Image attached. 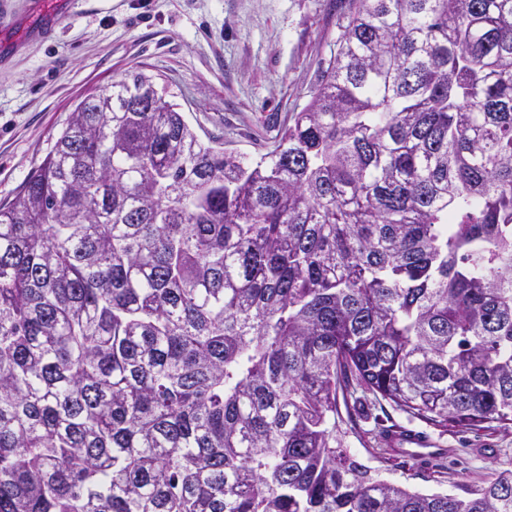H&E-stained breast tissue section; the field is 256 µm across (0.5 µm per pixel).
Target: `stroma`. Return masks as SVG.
Returning a JSON list of instances; mask_svg holds the SVG:
<instances>
[{"mask_svg": "<svg viewBox=\"0 0 512 512\" xmlns=\"http://www.w3.org/2000/svg\"><path fill=\"white\" fill-rule=\"evenodd\" d=\"M31 0H0V201L53 148L79 100L133 72L152 76L202 139L256 161L310 101L349 0H45L62 17L32 39ZM337 429L358 463L412 490L457 492L512 470V427L435 426L372 395L340 405ZM423 430L443 448L418 461L387 431Z\"/></svg>", "mask_w": 512, "mask_h": 512, "instance_id": "1", "label": "stroma"}]
</instances>
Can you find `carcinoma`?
<instances>
[{"label": "carcinoma", "instance_id": "obj_1", "mask_svg": "<svg viewBox=\"0 0 512 512\" xmlns=\"http://www.w3.org/2000/svg\"><path fill=\"white\" fill-rule=\"evenodd\" d=\"M255 162L152 78L0 204V512H512L353 460L338 397L512 425V0H351Z\"/></svg>", "mask_w": 512, "mask_h": 512}]
</instances>
